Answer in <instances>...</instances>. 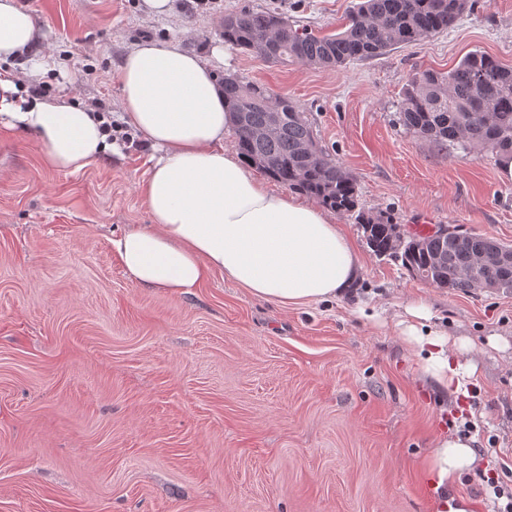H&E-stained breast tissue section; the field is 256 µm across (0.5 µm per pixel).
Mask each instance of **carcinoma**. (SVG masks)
<instances>
[{"label": "carcinoma", "mask_w": 512, "mask_h": 512, "mask_svg": "<svg viewBox=\"0 0 512 512\" xmlns=\"http://www.w3.org/2000/svg\"><path fill=\"white\" fill-rule=\"evenodd\" d=\"M474 6L472 0H360L343 31L318 35L268 8L224 13V42L262 55L265 42L283 66L302 62L341 66L418 44L448 30ZM224 99L244 119L234 128L235 147L250 164L283 186L354 217L378 256L402 263L413 276L438 288L470 293L512 289V264L474 265L500 242L448 227L417 248L400 243L399 225L374 219L359 207L354 178L316 142L308 120L288 98L237 76L221 79ZM279 113L271 121V113ZM399 121L440 150L485 152L499 161L512 155V68L473 52L448 72L425 71L407 84Z\"/></svg>", "instance_id": "1"}]
</instances>
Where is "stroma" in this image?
Listing matches in <instances>:
<instances>
[{
    "mask_svg": "<svg viewBox=\"0 0 512 512\" xmlns=\"http://www.w3.org/2000/svg\"><path fill=\"white\" fill-rule=\"evenodd\" d=\"M42 37L43 85L122 112L129 48L180 41L288 97L354 178L361 208L407 230L434 224L512 245V178L491 156L438 149L402 126L409 80L470 52L512 67V0H477L449 30L335 68L275 66L225 45V10L265 6L319 34L358 0H17ZM97 71L85 75L86 68ZM141 134L76 173L46 167L31 134L0 127V512H496L488 478L512 490V290L426 283L368 247L326 303L281 306L212 274L177 295L132 282L113 238L150 223ZM466 339L479 374L439 391L402 339L407 307ZM475 463L437 486L443 437Z\"/></svg>",
    "mask_w": 512,
    "mask_h": 512,
    "instance_id": "obj_1",
    "label": "stroma"
}]
</instances>
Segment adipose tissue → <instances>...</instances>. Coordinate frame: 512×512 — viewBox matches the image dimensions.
<instances>
[{
    "label": "adipose tissue",
    "instance_id": "adipose-tissue-1",
    "mask_svg": "<svg viewBox=\"0 0 512 512\" xmlns=\"http://www.w3.org/2000/svg\"><path fill=\"white\" fill-rule=\"evenodd\" d=\"M39 33L16 0H0V62L19 57ZM28 76L0 71V126L33 134L44 164L76 173L111 151L96 114L67 97L30 93ZM119 81L123 122L154 151L144 195L149 225L112 241L123 269L138 285L188 293L213 273L253 297L281 305L340 297L355 280L359 258L333 216L308 200L270 191L237 154L224 147L233 115L211 65L180 44L135 45ZM403 334L423 370L441 389L465 390L474 365L462 364L465 341L418 327L422 308L408 310ZM475 460L461 439L438 443L431 470L438 483Z\"/></svg>",
    "mask_w": 512,
    "mask_h": 512
}]
</instances>
